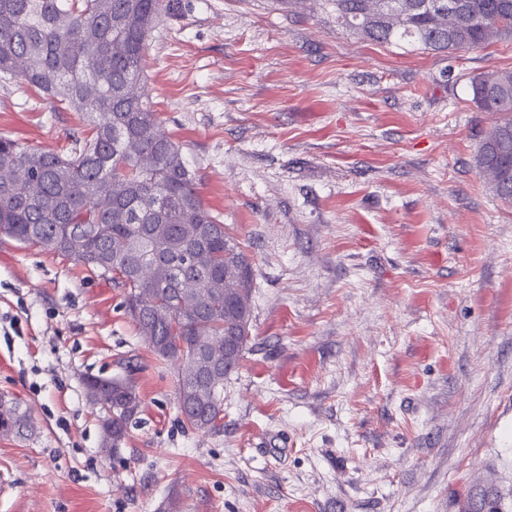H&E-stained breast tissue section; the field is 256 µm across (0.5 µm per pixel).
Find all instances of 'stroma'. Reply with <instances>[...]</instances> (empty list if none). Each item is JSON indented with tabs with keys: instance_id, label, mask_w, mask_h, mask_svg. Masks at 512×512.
<instances>
[{
	"instance_id": "stroma-1",
	"label": "stroma",
	"mask_w": 512,
	"mask_h": 512,
	"mask_svg": "<svg viewBox=\"0 0 512 512\" xmlns=\"http://www.w3.org/2000/svg\"><path fill=\"white\" fill-rule=\"evenodd\" d=\"M146 86L205 203L254 264L218 431L183 428L122 289L0 241V512H512V204L475 165L471 80L512 40L380 45L313 0H173ZM81 113L0 79V134L68 151ZM139 366L113 456L83 380ZM30 428V420L16 401L0 398V433L21 435Z\"/></svg>"
}]
</instances>
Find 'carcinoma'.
Instances as JSON below:
<instances>
[{
	"label": "carcinoma",
	"mask_w": 512,
	"mask_h": 512,
	"mask_svg": "<svg viewBox=\"0 0 512 512\" xmlns=\"http://www.w3.org/2000/svg\"><path fill=\"white\" fill-rule=\"evenodd\" d=\"M324 3L341 26L382 45L451 54L512 39V0ZM169 10V0H0V77L92 123L65 155L0 135V239L66 257L123 289L151 353L178 365L181 422L209 432L249 340L253 270L141 91L146 42ZM471 89L476 107L496 115L477 167L512 202V70L481 73ZM138 371L84 380L103 412L106 456L140 413ZM29 428L20 404L0 398V433Z\"/></svg>",
	"instance_id": "carcinoma-1"
}]
</instances>
